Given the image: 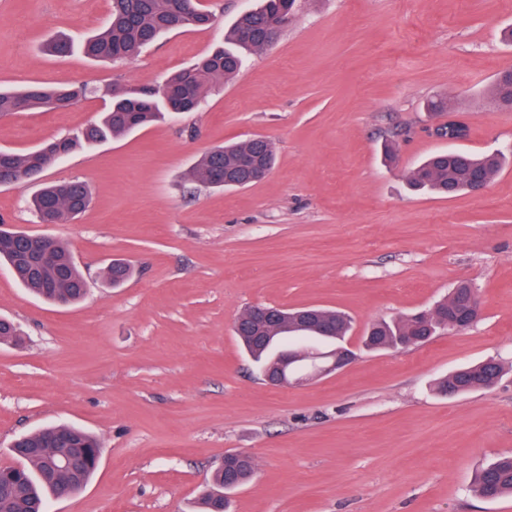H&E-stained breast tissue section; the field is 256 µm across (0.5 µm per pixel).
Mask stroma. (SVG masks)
I'll return each instance as SVG.
<instances>
[{
  "label": "stroma",
  "instance_id": "stroma-1",
  "mask_svg": "<svg viewBox=\"0 0 512 512\" xmlns=\"http://www.w3.org/2000/svg\"><path fill=\"white\" fill-rule=\"evenodd\" d=\"M215 22L175 31L138 56L97 62L82 49L109 0H0V87L161 85L222 41L255 0H203ZM272 47L249 55L199 111L84 147L24 187H0V221L64 241L89 291L60 308L0 265V467L20 434L80 426L104 444L99 468L50 512H192L231 452L254 479L230 512H512V497L470 490L475 470L512 454V372L488 390L442 396L434 382L497 357L512 363V112L487 90L512 69V0H295ZM64 35L69 56L45 54ZM456 106L458 148L502 151L478 194L440 197L408 177L447 149L430 100ZM0 117V148L24 152L105 111ZM260 134L269 177L207 188L201 155ZM85 181L89 207L44 224L28 199L45 182ZM115 259L123 287L102 280ZM461 282L478 292L471 327L405 350L368 352L372 322L432 308ZM255 304L334 308L356 353L319 380L267 385L233 334Z\"/></svg>",
  "mask_w": 512,
  "mask_h": 512
}]
</instances>
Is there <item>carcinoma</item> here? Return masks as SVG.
<instances>
[{"instance_id": "cac0c4a2", "label": "carcinoma", "mask_w": 512, "mask_h": 512, "mask_svg": "<svg viewBox=\"0 0 512 512\" xmlns=\"http://www.w3.org/2000/svg\"><path fill=\"white\" fill-rule=\"evenodd\" d=\"M290 0H261V4L242 14L231 28L227 40L232 49L216 47L192 66L169 77L158 87H143L123 93L107 86L99 93L112 97L110 106L101 118L74 135L56 138L27 152L0 149V184L22 186L34 173H41L58 158L64 157L84 144H94L110 137L120 136L145 127L169 110L172 101L176 112H196L201 102L215 88L220 78L236 74L242 65L239 50L259 51L268 47V34L290 10ZM213 13L200 0H110L109 14L100 31L84 43L85 54L98 61L118 62L131 58L152 44L161 34L184 28L206 29L213 25ZM91 89L82 84L72 87L48 88L28 85L20 90L0 89V116L42 109H65L76 104ZM490 97L498 108L512 111V73L497 76L490 89ZM504 157L475 156L465 151L452 155L440 152L418 165L410 176V184L434 194L453 197L466 192L474 170L483 172L490 180L502 166ZM275 147L270 140L254 142L250 139L229 143L205 153L191 172L192 179L205 186L221 188L218 175H227L237 181L247 178L256 164L273 166ZM92 192L83 181L71 180L52 183L31 199V208L37 215L47 213L54 224H68L90 204ZM0 260L12 268L13 275L39 298L53 304L67 306L83 299L87 282L71 253L60 241L46 236H35L11 230L0 224ZM132 274L124 260H114L104 271V280L117 287ZM476 301L475 290L460 283L436 308L399 316L389 321L374 323L363 344L369 350H392L402 337L419 336L427 341L448 329L451 314L467 311ZM304 311L320 320L332 323L334 337L316 343L306 335L308 343L291 348L303 352L309 348L325 352L345 346L350 328L347 316L333 309L306 307ZM235 335L248 355L260 368L276 365L274 346L282 342L275 329L243 327ZM253 336H270L272 342L262 344ZM504 371L495 358L461 367L438 382L437 391L448 394L454 389L460 394L493 387ZM78 434L81 447H47L39 454L27 449L43 445V433H28L16 441L12 452L20 461L21 469L7 467L0 471V512H47V497H58L62 488L73 495L80 491L97 470L103 443L86 430L72 426ZM75 456L82 461V474L75 480L64 470L48 465L53 461ZM474 492L485 499L512 495V455L497 458L479 470L474 478ZM224 467L213 474L209 488L200 498L201 512H226L229 499L224 496Z\"/></svg>"}]
</instances>
